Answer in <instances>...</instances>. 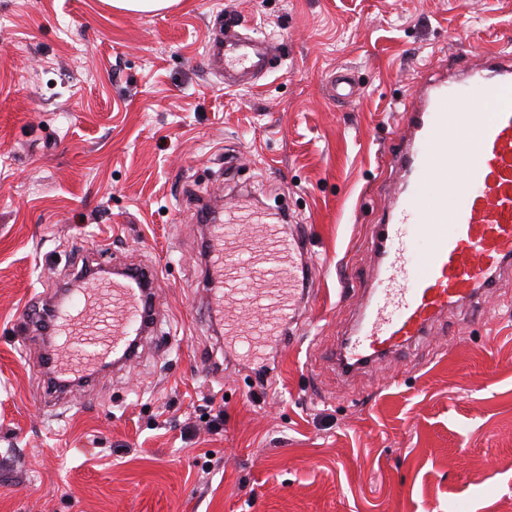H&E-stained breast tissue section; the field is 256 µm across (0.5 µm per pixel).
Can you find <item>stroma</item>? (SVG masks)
<instances>
[{
  "instance_id": "stroma-1",
  "label": "stroma",
  "mask_w": 512,
  "mask_h": 512,
  "mask_svg": "<svg viewBox=\"0 0 512 512\" xmlns=\"http://www.w3.org/2000/svg\"><path fill=\"white\" fill-rule=\"evenodd\" d=\"M221 12L281 47L252 87L207 68ZM492 51L512 0H0V512H512V278L354 377L323 362L374 281L400 111ZM235 204L308 238L268 384L207 292L200 213ZM97 263L157 272L159 331L50 392L22 320ZM114 9L138 14L159 13L179 0H105Z\"/></svg>"
}]
</instances>
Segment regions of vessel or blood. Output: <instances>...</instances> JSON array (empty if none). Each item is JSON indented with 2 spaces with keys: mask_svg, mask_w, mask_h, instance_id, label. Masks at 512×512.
I'll return each mask as SVG.
<instances>
[{
  "mask_svg": "<svg viewBox=\"0 0 512 512\" xmlns=\"http://www.w3.org/2000/svg\"><path fill=\"white\" fill-rule=\"evenodd\" d=\"M279 53L264 37L225 27L220 15L206 40L210 69L230 87L248 85ZM474 101L483 111H470ZM401 120L406 147L393 164L406 179L382 227V263L367 310L334 355L347 373L420 340L439 316L485 296L491 273L512 266V56L486 55L475 75L452 84L426 81ZM307 253L300 232L283 233L281 225L242 211L232 223L212 225V310L223 316L225 343L238 356L258 358L266 343L288 336L298 316L292 286L308 269ZM153 279L128 270L72 289L51 315L53 370L130 360L132 340L154 327L144 287Z\"/></svg>",
  "mask_w": 512,
  "mask_h": 512,
  "instance_id": "vessel-or-blood-1",
  "label": "vessel or blood"
}]
</instances>
